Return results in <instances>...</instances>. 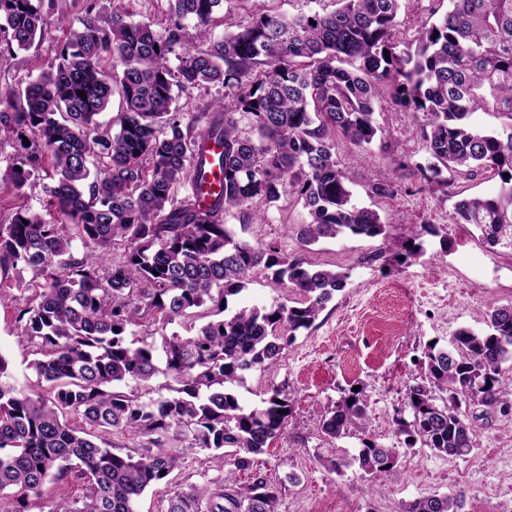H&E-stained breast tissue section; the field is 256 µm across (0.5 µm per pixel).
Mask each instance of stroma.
Instances as JSON below:
<instances>
[{
    "label": "stroma",
    "mask_w": 512,
    "mask_h": 512,
    "mask_svg": "<svg viewBox=\"0 0 512 512\" xmlns=\"http://www.w3.org/2000/svg\"><path fill=\"white\" fill-rule=\"evenodd\" d=\"M105 13L123 11L136 16L166 17V0H56L46 24L26 56L30 74H39L54 62L70 22L87 5ZM334 0H225L224 24L216 35L235 30L252 14L290 15L333 10ZM448 9V0H403L398 16V39L417 36ZM383 136L368 150L337 140L336 153L348 178L355 203L379 211L389 226L388 237L343 235L302 246L294 226L306 223L301 201L284 196L269 207L262 224H241L237 213L226 217L228 227L250 244L277 246L292 256L343 271L346 286L319 313L310 328L297 332L281 360L265 371L246 376L239 394L248 406L260 405L273 387L291 394V416L283 436L255 458L252 471L237 474L248 482L251 472L265 475L279 491V512H399L402 502L427 494H465V512H512V415H494L477 426L474 451L455 458L429 448L407 447L397 431L395 416L409 417L407 386L419 377V363L432 342L447 345L460 328L485 331L483 313L492 304L512 302V249L490 247L474 227L450 223L454 202L462 196L490 197L501 181L492 171L467 180L449 174L448 184H422L419 167L429 156L416 133L411 114L396 109L382 97L376 112ZM403 160L407 169L393 171L394 194L377 197L371 185L377 172L391 160ZM429 220L435 231L423 235L422 250L397 261L412 226ZM14 280L0 282V354L19 385L36 387L31 368L34 345L17 333L16 311L32 297ZM297 293L284 290L264 273H257L246 289L229 300L230 309L279 303L294 304ZM364 389L366 430L336 441L341 454H356L362 438L396 448V466L384 478L371 481L358 467L343 475L326 471L317 454L326 442L320 420L344 390ZM224 461L213 453L184 450L180 467L138 501V512H165L170 492L188 486L223 481ZM84 487L72 480L49 481L41 497L16 501L0 496V512H50L60 496L82 497Z\"/></svg>",
    "instance_id": "obj_1"
}]
</instances>
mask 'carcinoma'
I'll return each mask as SVG.
<instances>
[{
  "instance_id": "1",
  "label": "carcinoma",
  "mask_w": 512,
  "mask_h": 512,
  "mask_svg": "<svg viewBox=\"0 0 512 512\" xmlns=\"http://www.w3.org/2000/svg\"><path fill=\"white\" fill-rule=\"evenodd\" d=\"M53 2L0 0V46L29 50ZM401 2L256 13L219 40L212 29L223 24V0H168L161 28L149 17L87 8L54 63L16 82L0 108V132L14 149L0 180L19 192L45 172L51 217L24 205L0 224V277L29 269L42 279L16 317L36 348L40 391L17 388L0 355V496L38 495L48 480L70 478L86 486L84 500H61L52 512H136L188 448L224 459V486L175 492L165 512H278V490L265 476L245 485L234 477L285 433L290 395L273 387L249 407L237 387L245 372L282 358L347 276L239 240L224 216L263 223L261 207L288 194L308 210L296 232L305 246L342 234L387 236L380 214L353 202L336 157L338 136L363 150L383 134L375 114L384 85L395 105L423 117L424 180L488 169L500 177L497 196L457 200L451 223L473 226L492 247L512 245V0H449L436 23L398 42ZM210 84L224 87L212 108L173 107L180 93ZM116 94L121 108L104 128L98 116ZM479 111L508 124L479 127ZM214 167L223 179L204 204L197 189ZM259 271L304 301L229 310V298ZM202 318L190 335L166 334L170 324ZM483 319L488 332L462 328L448 346L428 347L421 381L407 389L411 419L395 418L406 446L465 457L474 450L471 408L512 411L500 388L503 364L512 362V304L490 306ZM145 323L154 331L128 337ZM160 376L176 386H153ZM366 416L363 391L350 390L319 429L340 440L363 429ZM115 430L140 437L146 452L113 451ZM318 459L329 472L356 464L378 480L398 453L365 439L350 459L333 451ZM464 507L462 494H430L401 512Z\"/></svg>"
}]
</instances>
